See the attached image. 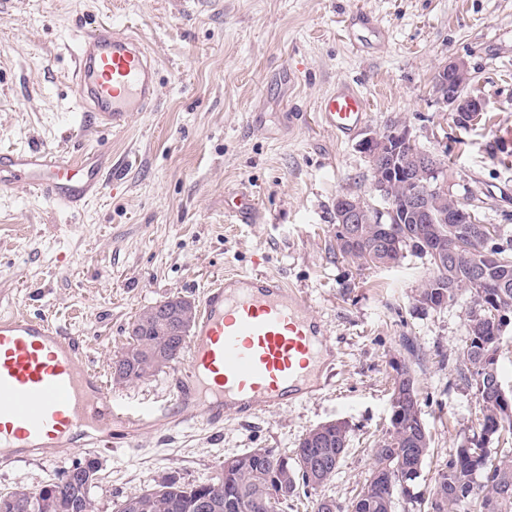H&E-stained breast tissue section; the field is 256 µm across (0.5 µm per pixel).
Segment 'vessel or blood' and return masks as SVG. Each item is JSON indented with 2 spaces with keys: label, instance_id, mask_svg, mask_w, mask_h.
Wrapping results in <instances>:
<instances>
[{
  "label": "vessel or blood",
  "instance_id": "b4317fda",
  "mask_svg": "<svg viewBox=\"0 0 512 512\" xmlns=\"http://www.w3.org/2000/svg\"><path fill=\"white\" fill-rule=\"evenodd\" d=\"M158 64L137 35L104 22L76 49L73 84L80 121L115 133L158 97ZM322 123L347 136L367 117L361 94L342 85L319 105ZM102 155L67 160L33 148L0 152V189L24 185L74 209L100 194ZM335 344L303 299L280 280L242 272L204 292L175 366L167 400L142 409L116 403L76 337L51 318L0 314V463L82 445H131L146 429L188 422L220 427L324 390Z\"/></svg>",
  "mask_w": 512,
  "mask_h": 512
}]
</instances>
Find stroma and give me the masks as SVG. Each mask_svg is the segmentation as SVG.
<instances>
[{
  "instance_id": "stroma-1",
  "label": "stroma",
  "mask_w": 512,
  "mask_h": 512,
  "mask_svg": "<svg viewBox=\"0 0 512 512\" xmlns=\"http://www.w3.org/2000/svg\"><path fill=\"white\" fill-rule=\"evenodd\" d=\"M369 14L382 41L354 47L346 19ZM135 31L158 55V99L113 134L82 127L75 112L73 47L99 22ZM465 61L479 116L458 123L432 92L438 69ZM347 84L368 117L349 137L325 127L320 100ZM403 120L440 158L448 189L486 224L512 233V0H0V151L44 147L76 157L102 150L113 173L76 212L23 187L0 189V312L51 317L77 337L100 379L135 315L168 297L201 299L236 272L277 276L307 299L336 344L335 375L316 398L220 429L189 423L145 434L137 446L75 448L0 467V491L38 488L79 459L99 461L96 512L173 478L216 481L224 458L250 448L293 457L315 426L345 421L336 473L315 495L349 506L389 426L392 363L416 346L421 417L433 448L429 486L460 434L481 416L460 381L469 291L420 309L425 260L365 267L332 249L338 195L385 204L371 188L362 140ZM250 196L257 220L233 199ZM170 372L113 386L130 404L166 400Z\"/></svg>"
}]
</instances>
